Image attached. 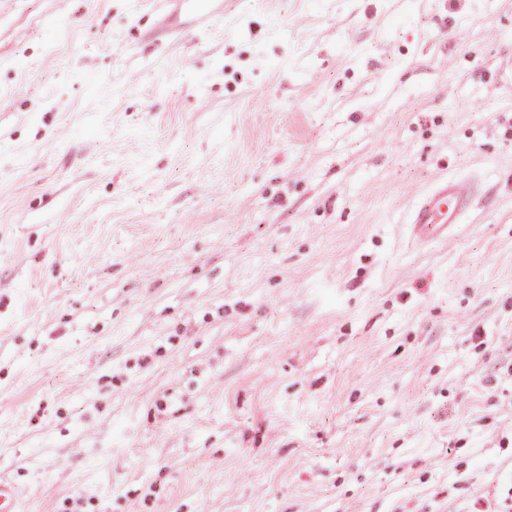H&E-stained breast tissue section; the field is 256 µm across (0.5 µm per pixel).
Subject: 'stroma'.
Masks as SVG:
<instances>
[{
	"label": "stroma",
	"mask_w": 512,
	"mask_h": 512,
	"mask_svg": "<svg viewBox=\"0 0 512 512\" xmlns=\"http://www.w3.org/2000/svg\"><path fill=\"white\" fill-rule=\"evenodd\" d=\"M506 57L512 0H0L21 512H512ZM472 196L470 186L448 180L423 200L413 214L412 224L419 229L458 224L471 210Z\"/></svg>",
	"instance_id": "1"
}]
</instances>
